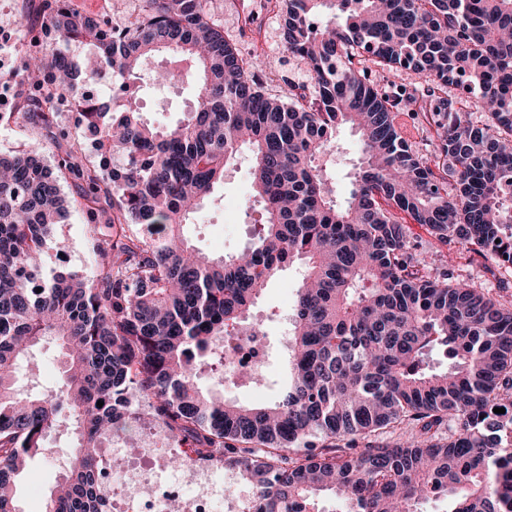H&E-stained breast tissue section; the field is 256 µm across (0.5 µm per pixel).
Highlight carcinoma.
<instances>
[{
	"mask_svg": "<svg viewBox=\"0 0 512 512\" xmlns=\"http://www.w3.org/2000/svg\"><path fill=\"white\" fill-rule=\"evenodd\" d=\"M141 2L114 23L45 0L40 27L60 48L14 45L22 93L8 116L39 139L0 153V512H21L19 479L31 457L58 455L50 437L66 421L74 444L45 512H107L101 448L146 423L237 470L259 512H325L324 498L341 512H417L432 494L448 512H512V308L456 279L451 256L437 276L418 269L393 213L512 268V0H279L282 52L315 81L291 96L270 92L263 56L243 57L207 0ZM73 43L94 62L74 59ZM161 53L174 67L153 89L191 75L201 91L168 127L117 94ZM103 72L110 104L80 90ZM461 83L484 118L462 111ZM67 98L80 138L49 106ZM411 107L436 135L427 156L395 123ZM346 124L362 160L339 205L317 160ZM244 148L258 230L210 259L183 228ZM72 212L93 272L46 274L48 241ZM293 265L304 273L277 401L203 388L205 371L224 386V338ZM45 341L62 354L57 382L21 384ZM435 352L446 366L430 364Z\"/></svg>",
	"mask_w": 512,
	"mask_h": 512,
	"instance_id": "obj_1",
	"label": "carcinoma"
}]
</instances>
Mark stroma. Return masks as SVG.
I'll list each match as a JSON object with an SVG mask.
<instances>
[{"label":"stroma","mask_w":512,"mask_h":512,"mask_svg":"<svg viewBox=\"0 0 512 512\" xmlns=\"http://www.w3.org/2000/svg\"><path fill=\"white\" fill-rule=\"evenodd\" d=\"M36 12L32 0H0V83L12 76L17 66L13 45L27 36V25L34 22ZM279 23L276 16L265 17L263 22L265 55L272 69L292 85L311 86L312 79L306 68L283 55L278 38ZM131 90L139 100L143 118L159 126L180 120L195 98V86L186 79L170 86L160 96L147 90L145 83L140 81L132 83ZM359 158L360 145L356 135L350 128H340L336 133V152L329 164L338 200L347 198L351 175ZM259 216V208L253 203L249 165L241 159L225 172L223 183L191 217L187 238L197 250L210 257H227L247 244ZM61 263L83 276L93 271L94 256L79 214H71L62 224L56 225L49 242L48 266ZM300 276L301 269L297 266L280 272L251 309L252 316L262 323L270 336L268 382L258 387L226 389L225 398L247 406L268 405L277 400L282 377L281 358L286 351L279 331L294 304ZM458 276L463 280H476L493 298L512 303V288L501 285V269L476 253H465ZM29 469L30 478L23 480L18 489L19 505L22 512H43L44 501L59 474L53 462L41 456L30 460Z\"/></svg>","instance_id":"stroma-1"}]
</instances>
